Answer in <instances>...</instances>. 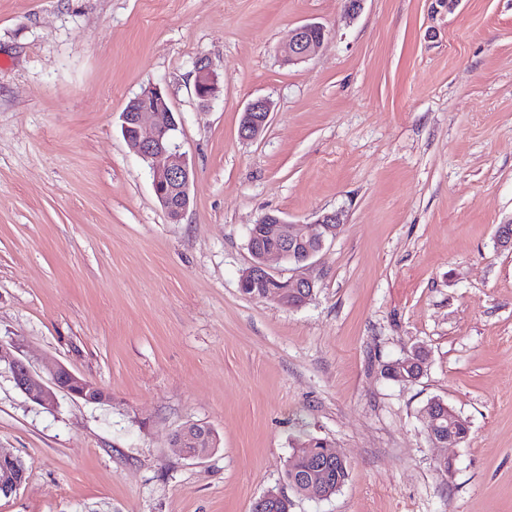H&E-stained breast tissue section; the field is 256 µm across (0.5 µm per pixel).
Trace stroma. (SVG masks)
Segmentation results:
<instances>
[{
    "label": "stroma",
    "mask_w": 512,
    "mask_h": 512,
    "mask_svg": "<svg viewBox=\"0 0 512 512\" xmlns=\"http://www.w3.org/2000/svg\"><path fill=\"white\" fill-rule=\"evenodd\" d=\"M307 22L321 50L283 64ZM152 85L197 174L178 224L120 131ZM258 97L270 123L241 140ZM331 211L305 305L241 293L252 224ZM510 218L512 0H0V343L112 396L48 410L0 365V448L27 467L0 512H252L306 436L350 475L289 512H512ZM418 348L417 380L381 376ZM434 398L461 445L429 441ZM190 422L205 458L171 444ZM194 91L203 105L220 97V77L205 57H199L194 64ZM430 402L434 404L435 410L440 418L437 421V428L447 435L453 434L458 436L463 442L464 439L467 438L469 432L467 422L456 414L445 401L441 399H434ZM199 433V441L201 444L197 447L195 452L188 451L185 448V439L192 433ZM172 441L177 448L181 449V453L185 459L197 460L207 456L216 445L215 435L209 426L201 425L199 423H189L180 428L173 436Z\"/></svg>",
    "instance_id": "obj_1"
}]
</instances>
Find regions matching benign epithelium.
I'll list each match as a JSON object with an SVG mask.
<instances>
[{"label":"benign epithelium","instance_id":"obj_1","mask_svg":"<svg viewBox=\"0 0 512 512\" xmlns=\"http://www.w3.org/2000/svg\"><path fill=\"white\" fill-rule=\"evenodd\" d=\"M326 36L318 23L298 26L287 44L279 48L284 63L297 64L314 56ZM194 91L204 105L220 97V77L209 60L200 57L194 64ZM271 103L266 98L252 100L244 109L238 129L245 141L257 139L270 122ZM122 134L128 148L150 168L151 185L158 203L172 224H178L190 205V189L195 170L189 165L176 144L179 123L167 94L159 87L144 89L132 98L120 114ZM266 225L269 234L279 237L280 244L268 248L251 247V262L239 280L241 288H262L264 298L282 307L298 308L305 304L317 283L314 271L316 257L326 244L336 239L341 215L325 213L307 224H295L277 213H266L258 219ZM496 248L512 251V218L500 224L495 235ZM295 261L296 274L284 277L271 261ZM8 363L16 388L31 401L52 408L58 396L65 394L86 403L103 404L111 396L64 364L55 365L44 377L15 357L9 348L0 344V363ZM389 370L402 368L410 375L399 374L400 379H414L422 371V362L416 354H408L387 364ZM172 441L186 459L197 460L207 456L216 445L211 428L189 423L180 428ZM25 471L18 458L0 450V496H9L23 483Z\"/></svg>","mask_w":512,"mask_h":512}]
</instances>
